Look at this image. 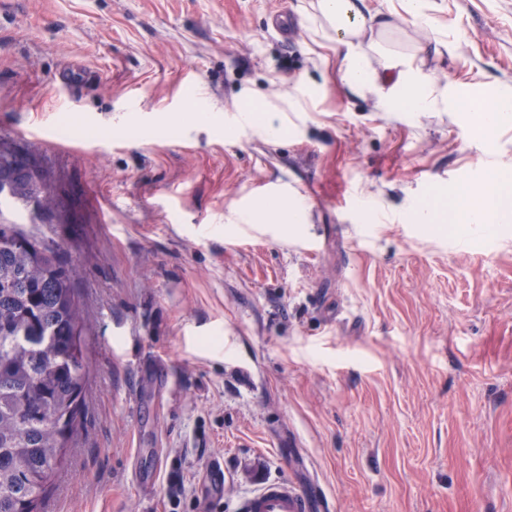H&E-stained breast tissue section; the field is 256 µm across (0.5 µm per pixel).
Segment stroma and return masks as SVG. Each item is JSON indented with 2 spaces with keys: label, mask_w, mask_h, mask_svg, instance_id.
Masks as SVG:
<instances>
[{
  "label": "stroma",
  "mask_w": 512,
  "mask_h": 512,
  "mask_svg": "<svg viewBox=\"0 0 512 512\" xmlns=\"http://www.w3.org/2000/svg\"><path fill=\"white\" fill-rule=\"evenodd\" d=\"M313 2L0 0V155L43 185L0 217L79 268L88 326L41 512H238L274 479L312 512H512V223L411 221L512 164V126L353 94ZM365 5L458 98L512 90V0ZM290 92L288 136L225 139ZM269 188L308 223H232ZM440 193L421 200L415 207L412 220L415 224H439L438 201Z\"/></svg>",
  "instance_id": "1"
}]
</instances>
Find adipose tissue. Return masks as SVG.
Masks as SVG:
<instances>
[{
    "mask_svg": "<svg viewBox=\"0 0 512 512\" xmlns=\"http://www.w3.org/2000/svg\"><path fill=\"white\" fill-rule=\"evenodd\" d=\"M315 8L345 49L342 79L350 90L376 96L379 105L387 112H432L457 108L458 102L450 95L447 85L415 69L410 59L387 57L381 68L372 66L370 55L379 51L382 33L375 28V16L365 13L359 0H316ZM302 109L299 98L292 95L278 107L255 103L250 97L243 98L233 122L225 127V135L230 138L240 129L249 127L265 139L278 140L286 132L280 112H299ZM451 196L460 223L499 224L511 221L512 165L498 163L488 169L481 191L455 190ZM263 216L273 217L278 224H304L308 221L303 199L285 196L263 200L235 213L240 224L256 223Z\"/></svg>",
    "mask_w": 512,
    "mask_h": 512,
    "instance_id": "ef3b65f1",
    "label": "adipose tissue"
}]
</instances>
